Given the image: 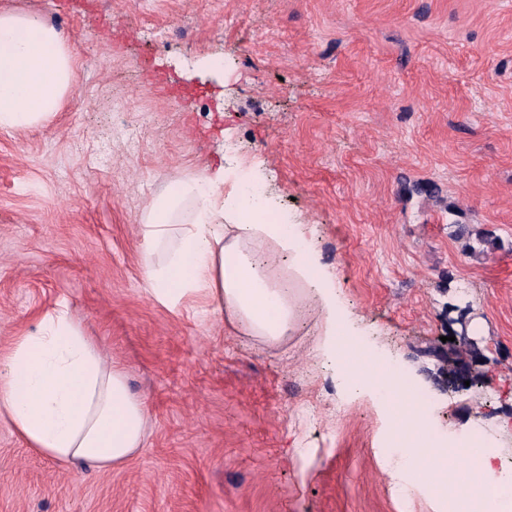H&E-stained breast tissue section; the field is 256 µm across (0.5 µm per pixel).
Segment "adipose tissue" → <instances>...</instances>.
<instances>
[{
	"instance_id": "adipose-tissue-1",
	"label": "adipose tissue",
	"mask_w": 512,
	"mask_h": 512,
	"mask_svg": "<svg viewBox=\"0 0 512 512\" xmlns=\"http://www.w3.org/2000/svg\"><path fill=\"white\" fill-rule=\"evenodd\" d=\"M73 61L62 33L35 16L0 12V131L51 120L66 97ZM223 172L178 180L149 204L139 227L148 293L172 310L202 299L244 334L276 343L290 335L298 291L321 298L336 377L351 392L379 399L390 437L407 458L408 480H420L457 512H481L488 488L512 491V471L495 472L488 445L468 448L435 435L431 412L384 354L346 334L332 280L301 234L261 218ZM288 258L280 279L262 262L264 245ZM42 454L105 469L144 444L146 408L124 372L104 360L67 306L47 311L35 330L17 337L0 367V416Z\"/></svg>"
}]
</instances>
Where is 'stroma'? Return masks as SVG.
Masks as SVG:
<instances>
[{
  "instance_id": "1",
  "label": "stroma",
  "mask_w": 512,
  "mask_h": 512,
  "mask_svg": "<svg viewBox=\"0 0 512 512\" xmlns=\"http://www.w3.org/2000/svg\"><path fill=\"white\" fill-rule=\"evenodd\" d=\"M62 30L52 120L0 132V359L67 304L144 400L109 469L0 417V512H440L401 491L387 421L336 383L305 308L235 332L144 290L138 227L179 178L265 182L353 335L426 379L435 432L512 469V0H0ZM480 379L449 385L448 353Z\"/></svg>"
}]
</instances>
